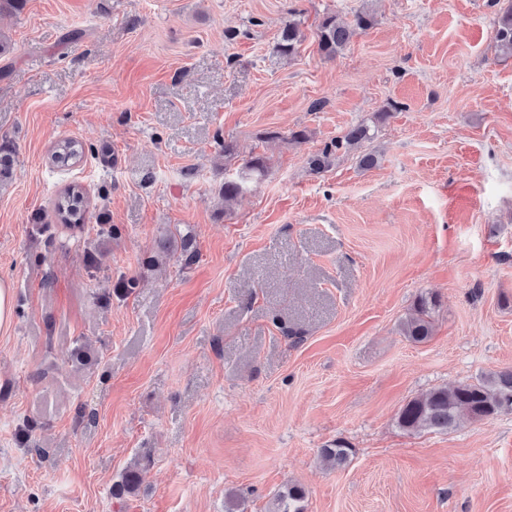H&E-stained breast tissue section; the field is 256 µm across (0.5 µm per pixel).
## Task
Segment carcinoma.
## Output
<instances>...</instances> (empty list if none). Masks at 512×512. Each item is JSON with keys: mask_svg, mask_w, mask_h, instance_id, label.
Wrapping results in <instances>:
<instances>
[{"mask_svg": "<svg viewBox=\"0 0 512 512\" xmlns=\"http://www.w3.org/2000/svg\"><path fill=\"white\" fill-rule=\"evenodd\" d=\"M498 6L493 19V48L496 56L512 58V0ZM373 16L360 11L350 22H345L334 13L327 14L320 22L317 32V46L320 54L328 59L334 58L345 49L357 32L368 28ZM303 38L300 24L290 18L281 27L275 49L282 57L290 58L298 50ZM389 113L386 108L374 113L349 127L341 136L325 144L308 159L310 170L315 174L328 171L337 159L344 154H355L359 166L372 168L377 165L378 157L363 151L366 143L372 141L378 130V123ZM85 147L77 139L67 138L55 145L52 154L53 163L61 166L69 164L84 155ZM268 173V160L264 156H253L247 160L238 178L224 181L222 196L224 205L234 202L246 189L247 183L254 178H262ZM55 211L61 223L72 226L84 220L85 196L82 188L68 187L54 203ZM439 302L435 295H419L414 304L413 313L401 324V332L413 342H423L433 334V314ZM512 412V369L490 374L473 383L444 386L430 390L405 403L396 415V424L407 432L422 430L448 431L457 426L460 419L485 420L502 413ZM352 450L338 442L332 448L321 449L325 461L334 467L344 465ZM149 466V459L143 457L125 470L122 481L114 491V497L133 493L143 484ZM305 490L296 484H290L277 494L274 512H303Z\"/></svg>", "mask_w": 512, "mask_h": 512, "instance_id": "obj_1", "label": "carcinoma"}]
</instances>
